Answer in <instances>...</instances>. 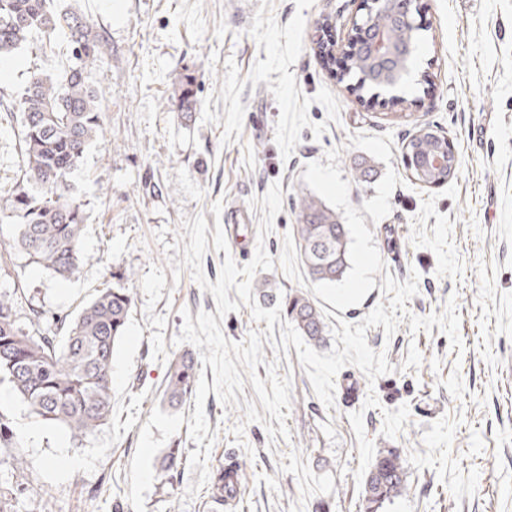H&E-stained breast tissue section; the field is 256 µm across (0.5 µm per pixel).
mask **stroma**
I'll return each mask as SVG.
<instances>
[{
	"mask_svg": "<svg viewBox=\"0 0 512 512\" xmlns=\"http://www.w3.org/2000/svg\"><path fill=\"white\" fill-rule=\"evenodd\" d=\"M88 15L112 49L91 83L104 139L71 177L84 205V259L68 277L30 264L13 247L3 193L18 177L21 116L0 117V291L25 294L17 324L31 329L35 312L65 315L103 288L133 297L112 368V416L83 442L34 418L0 382V412L20 439L23 472L0 448V512H363L356 436L349 414L363 411L379 452L405 463L406 488L380 512H512V0H415L426 28L408 79L405 109L349 93L325 63L318 25L332 23L344 43L360 0H55ZM66 41L54 50L32 36L0 58V100H18L29 73L61 76ZM197 78L194 112L172 111L183 74ZM429 86H421V79ZM445 136L459 157L447 184H416L403 161L423 128ZM371 159L377 176L355 183L353 161ZM280 183L281 212L264 246L274 267L257 271L253 295L273 308L294 294L337 319L360 321L383 299L385 275L417 273L406 306L419 317L442 313L456 298L461 351L440 330L392 337L368 329L369 346L393 370L368 381L356 367L336 376L333 407L315 395L297 351L279 359L290 376L289 437L269 438L242 409L208 393L205 414L218 432L209 470L237 462L244 478L235 507L216 508L209 486L181 464L161 484L156 463L165 449L190 454L194 401L173 411L161 402L182 309L216 312L211 292L189 272L173 277L167 255L183 218L231 223L249 209L243 228L256 242L258 208L251 198ZM311 193L336 210L351 231V267L343 283H312L301 264L294 199ZM223 200L221 215L210 207ZM163 239H156L157 231ZM131 279L116 278L117 270ZM357 398L343 395L346 380ZM379 405L364 409L368 394ZM408 406L395 438L382 434L384 410ZM244 423V440L231 429Z\"/></svg>",
	"mask_w": 512,
	"mask_h": 512,
	"instance_id": "1",
	"label": "stroma"
}]
</instances>
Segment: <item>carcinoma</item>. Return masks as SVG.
Wrapping results in <instances>:
<instances>
[{
    "mask_svg": "<svg viewBox=\"0 0 512 512\" xmlns=\"http://www.w3.org/2000/svg\"><path fill=\"white\" fill-rule=\"evenodd\" d=\"M53 0H0V56H8L39 32L43 46L65 37L72 47L68 69L57 80L32 72L23 96L14 108L22 124L20 176L7 202L16 220L14 244L28 260L54 274L72 273L82 259L85 226L83 203L72 193L69 179L87 150L103 139V122L91 75L111 50L90 19L76 10H58ZM372 28L392 41L417 49L422 28L395 25L387 9L371 15ZM414 53L397 56L387 67L375 64L367 52L357 51L337 76L354 82L346 90L358 97L376 84L395 79L413 60ZM196 78H184L175 95L177 111L191 112L196 105ZM449 148L445 138L427 132L406 146L412 177L420 183L442 185L454 172L418 173L426 150ZM354 178L365 183L376 174L374 163L363 157L354 163ZM296 232L300 259L311 280L334 285L350 269V229L342 217L311 193L295 198ZM26 303L24 294L0 292V377L6 379L33 417L64 427L72 440L93 436L112 414V359L124 335L133 299L125 288H104L70 316H45L34 311L36 328L25 331L16 314ZM285 314L312 345L324 340L326 325L317 306L296 295L285 304ZM196 368L193 355H175L168 364L163 402L175 408L193 393ZM181 461L178 448L160 458L158 477L171 479ZM236 465L216 470L211 498L219 506L240 495L232 479ZM405 466L392 453H380L364 483V512H378L405 488Z\"/></svg>",
    "mask_w": 512,
    "mask_h": 512,
    "instance_id": "cac0c4a2",
    "label": "carcinoma"
}]
</instances>
